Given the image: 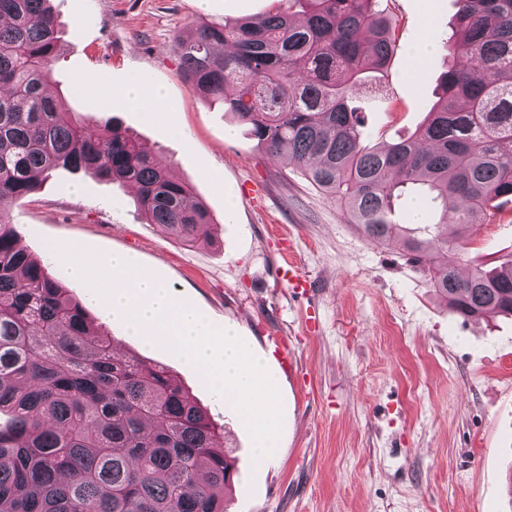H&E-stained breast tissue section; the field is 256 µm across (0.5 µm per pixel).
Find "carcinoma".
Returning <instances> with one entry per match:
<instances>
[{
	"label": "carcinoma",
	"instance_id": "1",
	"mask_svg": "<svg viewBox=\"0 0 512 512\" xmlns=\"http://www.w3.org/2000/svg\"><path fill=\"white\" fill-rule=\"evenodd\" d=\"M51 0H0V512H224L234 465L206 410L164 367L116 353L47 263L19 246L5 206L59 169L136 189L149 223L211 243L204 205L138 139L92 130L46 94L59 59ZM288 9L200 24L175 46L193 90L223 104L263 151L287 157L366 236L395 246L449 310L512 316V255L459 274L473 224L512 202V0H456L448 53L412 136L361 144L357 81L392 51L371 0H286ZM302 7L296 19L294 5ZM424 191L457 215L456 236L393 220Z\"/></svg>",
	"mask_w": 512,
	"mask_h": 512
}]
</instances>
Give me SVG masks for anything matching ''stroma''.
<instances>
[{"mask_svg": "<svg viewBox=\"0 0 512 512\" xmlns=\"http://www.w3.org/2000/svg\"><path fill=\"white\" fill-rule=\"evenodd\" d=\"M63 33L50 89L80 118L154 147L189 182L212 244L188 247L137 208L131 190L57 169L7 212L30 254L51 242L123 253L214 326L234 325L276 379L284 413L274 456L255 459L242 420L192 366L121 318L117 353L162 365L207 409L235 465L229 512H512V317L449 312L397 248L361 234L336 200L265 155L233 113L196 93L174 49L201 23L277 11L281 0H51ZM394 51L387 75L357 83L362 142L415 132L452 59L455 0H377ZM428 42L429 51L412 50ZM161 89L150 122L123 93ZM180 136H171L168 124ZM466 258L512 251V209L471 226ZM290 259L302 288L283 286Z\"/></svg>", "mask_w": 512, "mask_h": 512, "instance_id": "obj_1", "label": "stroma"}]
</instances>
